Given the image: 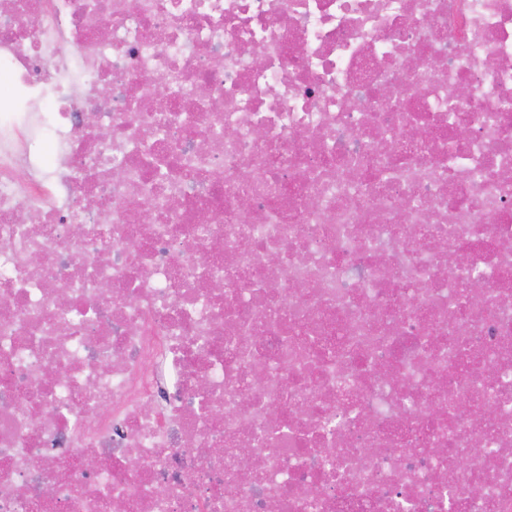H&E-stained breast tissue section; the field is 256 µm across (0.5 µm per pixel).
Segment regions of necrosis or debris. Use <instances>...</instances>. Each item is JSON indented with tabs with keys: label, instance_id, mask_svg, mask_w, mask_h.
Returning <instances> with one entry per match:
<instances>
[{
	"label": "necrosis or debris",
	"instance_id": "4bbe7bcc",
	"mask_svg": "<svg viewBox=\"0 0 512 512\" xmlns=\"http://www.w3.org/2000/svg\"><path fill=\"white\" fill-rule=\"evenodd\" d=\"M507 177L512 0H0V512H512Z\"/></svg>",
	"mask_w": 512,
	"mask_h": 512
}]
</instances>
